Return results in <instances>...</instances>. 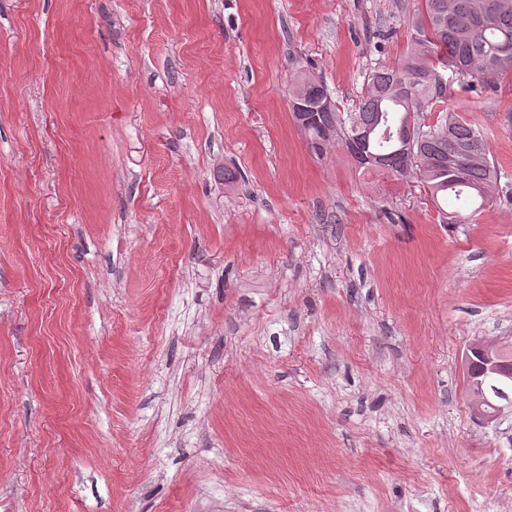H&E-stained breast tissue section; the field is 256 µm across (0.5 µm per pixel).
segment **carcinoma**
<instances>
[{
	"label": "carcinoma",
	"instance_id": "1",
	"mask_svg": "<svg viewBox=\"0 0 512 512\" xmlns=\"http://www.w3.org/2000/svg\"><path fill=\"white\" fill-rule=\"evenodd\" d=\"M412 46L395 67L379 66L368 77L357 111L342 115L324 85L296 76L291 101L306 99L318 118L301 127L309 149L321 157L341 141L356 163L372 156L376 167L397 177L419 173L433 197L451 198L477 213L501 179L490 161L484 132L454 112L425 125L420 115L445 99L435 80L439 68L453 63L456 75L492 78L512 72V0H423L411 20ZM469 403L489 418L512 406V379L467 374Z\"/></svg>",
	"mask_w": 512,
	"mask_h": 512
}]
</instances>
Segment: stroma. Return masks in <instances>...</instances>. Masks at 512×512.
Instances as JSON below:
<instances>
[{"label": "stroma", "instance_id": "stroma-1", "mask_svg": "<svg viewBox=\"0 0 512 512\" xmlns=\"http://www.w3.org/2000/svg\"><path fill=\"white\" fill-rule=\"evenodd\" d=\"M422 0H0V512H512V74L453 77L503 177L449 223L315 157ZM234 173L225 181V173ZM502 356L512 359V345L502 344ZM501 355L496 358L491 354H482L484 362L480 364L483 374L498 375L504 377L478 376L476 370L467 373V395L469 399V407L472 411V403L478 402L485 415L489 418L497 416L502 409L512 406V379L511 377L512 362L501 360ZM476 381H480L479 385H475Z\"/></svg>", "mask_w": 512, "mask_h": 512}]
</instances>
